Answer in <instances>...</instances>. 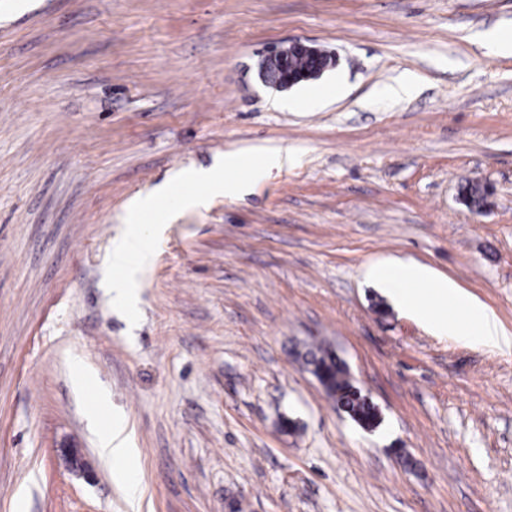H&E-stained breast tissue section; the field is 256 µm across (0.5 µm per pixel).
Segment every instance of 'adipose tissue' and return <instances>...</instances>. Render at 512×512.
Here are the masks:
<instances>
[{
  "mask_svg": "<svg viewBox=\"0 0 512 512\" xmlns=\"http://www.w3.org/2000/svg\"><path fill=\"white\" fill-rule=\"evenodd\" d=\"M292 154V148L285 145L256 149L247 154L227 152L222 164L193 174L194 180L206 188V195L187 194L182 201L189 206H200L210 194L243 196L250 191L253 181L287 166ZM245 167L250 170V179L237 178V171ZM151 257L149 239L139 225H131L112 252V267L120 273L113 285L118 296L131 298L139 268ZM366 276L397 308L425 323L438 335L512 351V334L505 331L494 310L471 298L454 280L436 275L428 267L402 260L371 265ZM94 416L102 424L98 437L100 455L113 465H128L134 450L125 425L113 422L105 394H98Z\"/></svg>",
  "mask_w": 512,
  "mask_h": 512,
  "instance_id": "ef3b65f1",
  "label": "adipose tissue"
}]
</instances>
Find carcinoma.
Returning <instances> with one entry per match:
<instances>
[{"label": "carcinoma", "mask_w": 512, "mask_h": 512, "mask_svg": "<svg viewBox=\"0 0 512 512\" xmlns=\"http://www.w3.org/2000/svg\"><path fill=\"white\" fill-rule=\"evenodd\" d=\"M288 70L307 71L310 79H318L314 72V61L305 56L288 54ZM487 197V190L477 182H467L462 189V198L468 204L481 207ZM304 364L314 366L324 373L326 394L336 403L347 407V415L354 421L371 424L377 418L374 405L363 400L362 395L354 391V385L348 377L347 369L332 356L327 349L316 346L309 347L302 354Z\"/></svg>", "instance_id": "obj_1"}]
</instances>
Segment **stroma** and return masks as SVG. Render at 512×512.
<instances>
[{"label":"stroma","instance_id":"1","mask_svg":"<svg viewBox=\"0 0 512 512\" xmlns=\"http://www.w3.org/2000/svg\"><path fill=\"white\" fill-rule=\"evenodd\" d=\"M492 28L512 0H0V512H512V351L437 335L365 277L427 265L512 333V56L477 44ZM293 40L337 66L266 86L260 51ZM405 72L417 92L389 96ZM281 144L288 166L243 197L129 208ZM134 219L152 258L129 309L110 255ZM317 345L376 429L306 369ZM101 388L134 498L98 454ZM302 359L307 367L311 365L323 371L326 394L336 405L346 406L347 415L352 420L368 425L376 420L378 410L353 390L347 369L335 360L330 351L321 346L309 347L302 354Z\"/></svg>","mask_w":512,"mask_h":512}]
</instances>
